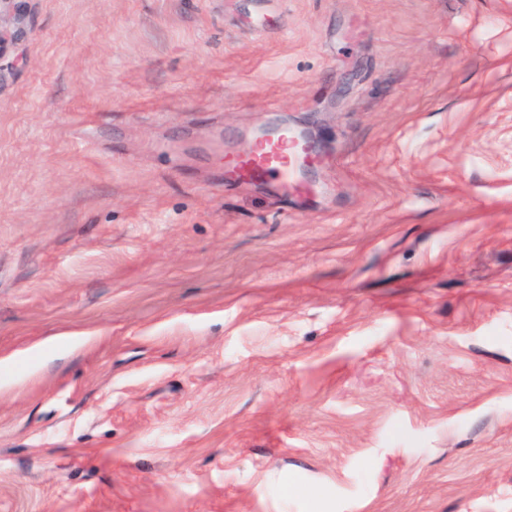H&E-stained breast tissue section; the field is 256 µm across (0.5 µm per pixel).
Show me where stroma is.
I'll return each mask as SVG.
<instances>
[{
  "label": "stroma",
  "mask_w": 512,
  "mask_h": 512,
  "mask_svg": "<svg viewBox=\"0 0 512 512\" xmlns=\"http://www.w3.org/2000/svg\"><path fill=\"white\" fill-rule=\"evenodd\" d=\"M25 11L0 512H512V0ZM302 164V150L297 136L288 128L278 130L274 136L261 138L240 162L238 175L245 180H263L276 176L280 188L297 187V173Z\"/></svg>",
  "instance_id": "35a3bbf8"
}]
</instances>
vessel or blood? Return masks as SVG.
<instances>
[{"mask_svg":"<svg viewBox=\"0 0 512 512\" xmlns=\"http://www.w3.org/2000/svg\"><path fill=\"white\" fill-rule=\"evenodd\" d=\"M302 164V150L294 133L280 129L275 135L261 138L240 162L238 175L245 180L277 177L279 186L291 190L297 186Z\"/></svg>","mask_w":512,"mask_h":512,"instance_id":"obj_1","label":"vessel or blood"}]
</instances>
